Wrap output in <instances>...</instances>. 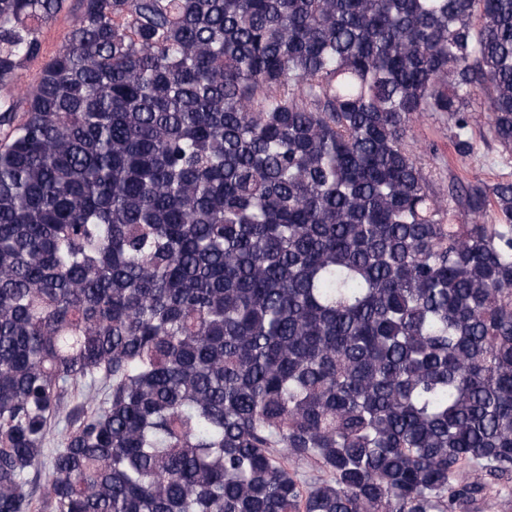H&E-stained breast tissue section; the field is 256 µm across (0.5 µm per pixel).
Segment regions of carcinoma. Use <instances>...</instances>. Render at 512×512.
Here are the masks:
<instances>
[{
  "label": "carcinoma",
  "mask_w": 512,
  "mask_h": 512,
  "mask_svg": "<svg viewBox=\"0 0 512 512\" xmlns=\"http://www.w3.org/2000/svg\"><path fill=\"white\" fill-rule=\"evenodd\" d=\"M68 2L0 0V512L512 489V182L407 141L512 151V0H78L17 100ZM69 4V11H63L57 15L56 18L43 29L42 39L44 58H48L59 49L72 25L74 13L76 12L78 4L75 1H70ZM473 152L464 157L456 153L448 124L439 116L424 114L411 124L409 141L420 154L425 170L437 187L446 188L450 178L464 181H512V156L508 157L488 131V114L471 112Z\"/></svg>",
  "instance_id": "1"
}]
</instances>
